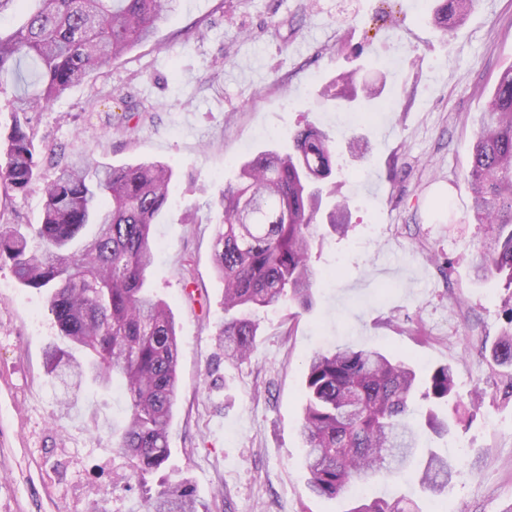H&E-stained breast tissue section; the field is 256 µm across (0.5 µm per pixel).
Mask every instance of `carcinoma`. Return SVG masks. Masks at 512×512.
<instances>
[{"instance_id": "obj_1", "label": "carcinoma", "mask_w": 512, "mask_h": 512, "mask_svg": "<svg viewBox=\"0 0 512 512\" xmlns=\"http://www.w3.org/2000/svg\"><path fill=\"white\" fill-rule=\"evenodd\" d=\"M25 21L0 33V93L20 78L25 57L39 63L32 90L14 96V122L0 137V183L26 192L40 183L45 161L29 113L49 105L134 47L152 40L156 23L176 0H34ZM474 0H439V25H462ZM336 107L372 99L340 73L328 87ZM467 181L482 248L470 257L479 281L512 289V65L504 69L479 119ZM285 152L266 150L240 164L237 182L224 186L222 218L214 234V267L224 282V321L218 347L228 360L253 348L255 314L292 301L312 305L318 273L311 264L312 224L343 238L351 224L348 202L335 196L336 159L329 134L307 125ZM57 175L43 186L40 224H0V264L25 288L46 290L66 348L48 355V372L70 406L84 387L125 388V418L112 427L115 449L141 478L169 457V428L178 393V340L170 305L149 288L155 261L151 227L167 205L173 168L159 161L116 167L93 157L51 154ZM494 360L512 364V308ZM300 436L309 490L336 498L352 484L371 485L392 474L418 475L423 491L439 495L455 466L432 449L426 432L452 433L442 415L454 395L452 367L422 370L375 347L338 346L315 353L303 382ZM145 512H198L190 482L165 486L145 501ZM345 512H420L406 497L362 498Z\"/></svg>"}]
</instances>
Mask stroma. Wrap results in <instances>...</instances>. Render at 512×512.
Masks as SVG:
<instances>
[{"label": "stroma", "mask_w": 512, "mask_h": 512, "mask_svg": "<svg viewBox=\"0 0 512 512\" xmlns=\"http://www.w3.org/2000/svg\"><path fill=\"white\" fill-rule=\"evenodd\" d=\"M434 5L179 0L151 43L32 113L38 138L56 148L173 166L150 279L175 316L179 394L169 458L138 481L109 432L124 416L123 392L88 387L60 408L46 372L61 343L46 294L0 266V512H144L147 496L183 477L198 512H346L348 499L308 491L299 437L306 362L336 343L375 345L426 369L451 365L469 407L455 430L464 447L428 443L456 466L441 496L414 479L375 493L414 497L422 512H512V368L491 357L512 294L474 283L466 263L484 235L471 217V148L512 65V0H477L447 33L431 21ZM351 69L382 88L376 121L321 96ZM308 123L332 138L352 228L340 239L314 224L311 307L260 314L249 356L225 360L216 341L224 284L212 260L220 192L241 161L285 148ZM353 136L368 144L356 164L345 147ZM44 203L38 185L0 192V216L36 224Z\"/></svg>", "instance_id": "1"}]
</instances>
